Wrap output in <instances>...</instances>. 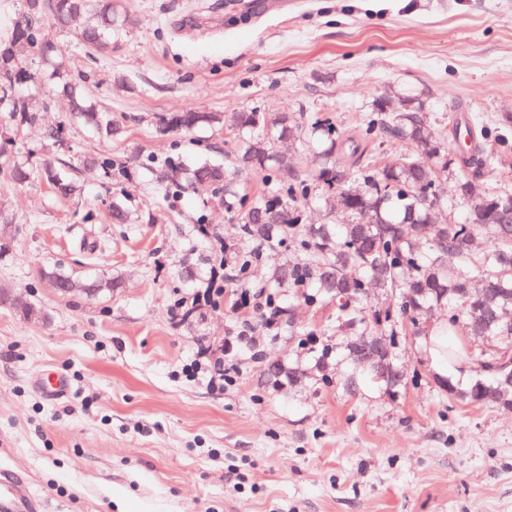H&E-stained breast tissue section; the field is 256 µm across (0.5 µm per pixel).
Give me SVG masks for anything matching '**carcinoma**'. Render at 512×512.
I'll return each instance as SVG.
<instances>
[{
  "label": "carcinoma",
  "mask_w": 512,
  "mask_h": 512,
  "mask_svg": "<svg viewBox=\"0 0 512 512\" xmlns=\"http://www.w3.org/2000/svg\"><path fill=\"white\" fill-rule=\"evenodd\" d=\"M85 13L96 18L93 26L79 34L87 47H107L126 27L118 0H25L12 39L0 44V114L13 125L38 123L41 110L49 105V100H37L20 88L39 91L46 81L54 80L56 87L50 94L68 101L75 124L107 140L122 137L123 127L99 108L81 84L67 78L50 34L68 29L73 19ZM165 125L187 134L222 127L233 135V169L209 160L186 169L180 160L169 158L152 167L156 182L176 195H222L224 209L238 219L236 233L248 246L236 255L239 265L289 237L294 239L305 260L270 267L268 287L295 288L305 280L312 289L305 294L308 302L321 298L339 302L337 327L348 357L390 390L400 389L408 378L395 352H384L371 364L362 361L375 340L360 307L370 286L389 288L398 296L395 306L372 313L377 321L416 327L421 312L443 306L448 309V330L512 346V322L503 319V312L512 309V223L508 222L512 193L482 191L483 170L497 161L484 123L477 121L467 129L469 147L453 155L448 139L435 135L408 100L400 101L396 112L388 111L387 102L378 103L357 138L329 121L310 123L286 112L242 110L225 116L189 110L166 118ZM387 138L413 146L414 154L384 160L368 152L373 143ZM300 139L311 147L318 165L316 179L335 190L340 208L350 216L348 223L311 224L297 234L298 203L310 196L312 182L298 176L280 182L278 173L288 166V157L279 154L277 147ZM83 164L101 169L108 177L115 171L122 177L127 174V167L106 154L86 157ZM451 164L462 171L457 193L471 206L465 221L438 224L434 211L445 204L439 173ZM0 170L16 184L30 179L28 168L15 160ZM240 171L265 174L264 192L251 201L238 191ZM41 176L62 197L81 195L77 183L51 159L41 167ZM109 211L115 224L134 221L118 195L112 196ZM510 356L506 349L495 351L480 363L484 377L466 390L449 383L448 395L473 407L512 405V387L503 384L512 365L498 363ZM296 373L297 369L280 363L264 371L276 383L283 377L291 380Z\"/></svg>",
  "instance_id": "cac0c4a2"
}]
</instances>
